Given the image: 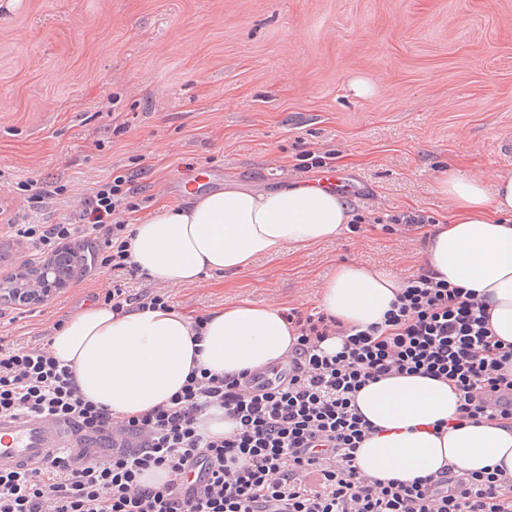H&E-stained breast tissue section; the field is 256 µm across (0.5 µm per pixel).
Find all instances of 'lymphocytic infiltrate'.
<instances>
[{
	"label": "lymphocytic infiltrate",
	"instance_id": "lymphocytic-infiltrate-1",
	"mask_svg": "<svg viewBox=\"0 0 512 512\" xmlns=\"http://www.w3.org/2000/svg\"><path fill=\"white\" fill-rule=\"evenodd\" d=\"M131 177L102 183L66 224L10 221L9 234L46 260L88 250L97 269L137 276L125 237L137 204ZM103 238L89 250L91 235ZM296 333L287 374L219 377L193 372L168 404L118 417L86 400L46 345L0 346V416L38 414L108 442L104 455H62L31 472L0 473V512H512V475L455 466L413 480L362 474L355 452L372 433L355 405L365 384L422 374L458 391L455 422L512 429V343L493 335L488 307L469 289L420 269L404 279L383 322L344 327L322 312L286 310ZM339 342L325 351L328 340ZM223 409L231 433L199 418ZM206 479L179 494L192 468ZM168 474L149 486L151 470Z\"/></svg>",
	"mask_w": 512,
	"mask_h": 512
}]
</instances>
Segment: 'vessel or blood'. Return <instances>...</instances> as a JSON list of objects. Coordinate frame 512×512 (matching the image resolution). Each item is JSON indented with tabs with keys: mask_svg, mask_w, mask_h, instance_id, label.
Here are the masks:
<instances>
[{
	"mask_svg": "<svg viewBox=\"0 0 512 512\" xmlns=\"http://www.w3.org/2000/svg\"><path fill=\"white\" fill-rule=\"evenodd\" d=\"M89 444L65 422L37 415L0 418V471L43 467L61 454L77 458Z\"/></svg>",
	"mask_w": 512,
	"mask_h": 512,
	"instance_id": "vessel-or-blood-1",
	"label": "vessel or blood"
}]
</instances>
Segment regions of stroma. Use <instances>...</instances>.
<instances>
[{"label":"stroma","mask_w":512,"mask_h":512,"mask_svg":"<svg viewBox=\"0 0 512 512\" xmlns=\"http://www.w3.org/2000/svg\"><path fill=\"white\" fill-rule=\"evenodd\" d=\"M322 167L365 188L347 199L349 224L170 286L174 304L307 313L341 264L417 272L426 234L389 216L446 220L448 172L489 189L512 173V0H0V281L24 251L7 228L29 213L19 183L66 185L37 213L63 224L101 183L132 176L134 224L186 201L205 171L215 188L260 192ZM114 284L145 286L79 270L0 320V340L47 341Z\"/></svg>","instance_id":"obj_1"}]
</instances>
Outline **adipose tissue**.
I'll list each match as a JSON object with an SVG mask.
<instances>
[{"label": "adipose tissue", "instance_id": "1", "mask_svg": "<svg viewBox=\"0 0 512 512\" xmlns=\"http://www.w3.org/2000/svg\"><path fill=\"white\" fill-rule=\"evenodd\" d=\"M440 190L452 213L428 235L425 261L436 277L483 297L493 333L512 343V174L498 176L489 190L481 178L452 172ZM350 219L340 197L312 186L226 189L131 225L129 253L148 281L185 285L317 242ZM400 286L384 271L343 265L324 285L319 305L347 326L378 323ZM293 344L278 308L246 302L210 313L199 327L176 308L116 313L96 304L66 318L49 338L82 396L116 416L167 404L192 370L236 376L277 364ZM355 402L374 429L357 452L365 474L406 480L453 464L468 472L499 466L512 475V430L479 423L435 433L434 423L453 417L458 406L446 382L389 376L363 386Z\"/></svg>", "mask_w": 512, "mask_h": 512}]
</instances>
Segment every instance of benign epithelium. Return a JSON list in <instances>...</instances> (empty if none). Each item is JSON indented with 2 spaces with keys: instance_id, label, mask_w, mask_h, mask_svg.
<instances>
[{
  "instance_id": "1",
  "label": "benign epithelium",
  "mask_w": 512,
  "mask_h": 512,
  "mask_svg": "<svg viewBox=\"0 0 512 512\" xmlns=\"http://www.w3.org/2000/svg\"><path fill=\"white\" fill-rule=\"evenodd\" d=\"M78 267L79 257L73 250L63 251L57 257L33 269L19 267L6 282H0V304H40L52 293L67 287L77 273Z\"/></svg>"
}]
</instances>
